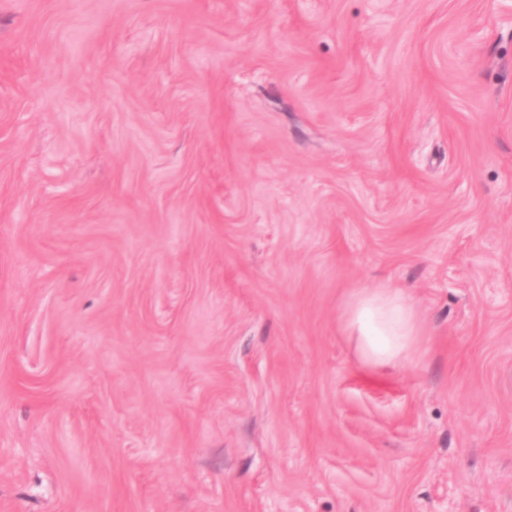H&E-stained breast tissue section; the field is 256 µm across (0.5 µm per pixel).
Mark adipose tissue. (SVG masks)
Wrapping results in <instances>:
<instances>
[{"instance_id":"ef3b65f1","label":"adipose tissue","mask_w":512,"mask_h":512,"mask_svg":"<svg viewBox=\"0 0 512 512\" xmlns=\"http://www.w3.org/2000/svg\"><path fill=\"white\" fill-rule=\"evenodd\" d=\"M348 326L362 338V352L378 363L409 359L417 334L414 312L400 291L361 294L348 312Z\"/></svg>"}]
</instances>
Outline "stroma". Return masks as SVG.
Masks as SVG:
<instances>
[{"label": "stroma", "instance_id": "stroma-1", "mask_svg": "<svg viewBox=\"0 0 512 512\" xmlns=\"http://www.w3.org/2000/svg\"><path fill=\"white\" fill-rule=\"evenodd\" d=\"M0 512H512V0H0ZM348 327L362 338V352L377 363L409 360L417 328L400 291L381 288L361 294L348 312Z\"/></svg>", "mask_w": 512, "mask_h": 512}]
</instances>
